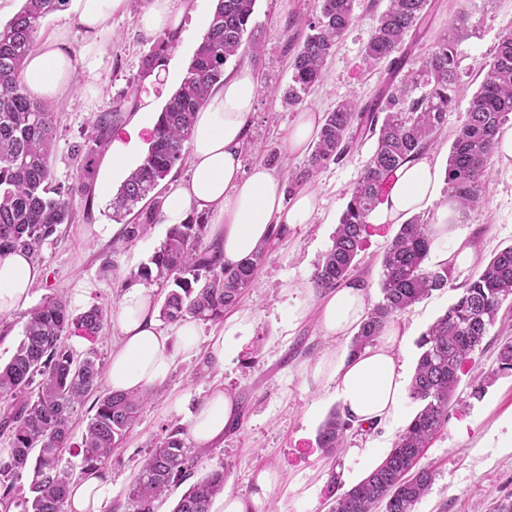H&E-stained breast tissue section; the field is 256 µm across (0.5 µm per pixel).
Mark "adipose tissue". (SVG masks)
Returning <instances> with one entry per match:
<instances>
[{
	"label": "adipose tissue",
	"mask_w": 512,
	"mask_h": 512,
	"mask_svg": "<svg viewBox=\"0 0 512 512\" xmlns=\"http://www.w3.org/2000/svg\"><path fill=\"white\" fill-rule=\"evenodd\" d=\"M196 0H151L140 14L141 30L151 36L177 32L185 16L195 15ZM75 62L63 40L44 44L30 53L21 74L26 92L50 102L71 89ZM260 89L247 66L225 76L198 112L189 145L190 177L172 185L162 202L164 223L182 224L192 213L213 216L210 236L233 265L269 240L272 227L292 228L313 223L316 194L304 188L286 198L282 180L265 164H242L246 125ZM442 174L435 163L422 157L403 165L385 202L370 217L374 224H398L438 198ZM43 271L23 253L0 257V315L26 308L31 291ZM370 310L369 292L360 281L333 289L320 301L319 325L325 336L343 339L355 333ZM119 332L108 368V385L115 392H143L161 384L176 357L198 350L199 332L194 318L185 317L170 329L160 328L151 292L143 284H130L112 317ZM250 328L248 316L229 319L223 331L211 337L206 350L209 363L223 367L240 349ZM401 334L386 328L382 339L362 353L339 354L333 361L317 363L314 377L336 381V398L355 423L378 427L397 424L399 406L407 384V367L395 350ZM191 393L175 398V411L187 412L188 434L198 448L223 438L234 421L235 402L223 389H213L199 407H191ZM112 500V480L104 474L87 476L74 484L70 512H105Z\"/></svg>",
	"instance_id": "ef3b65f1"
}]
</instances>
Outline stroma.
Wrapping results in <instances>:
<instances>
[{
  "instance_id": "stroma-1",
  "label": "stroma",
  "mask_w": 512,
  "mask_h": 512,
  "mask_svg": "<svg viewBox=\"0 0 512 512\" xmlns=\"http://www.w3.org/2000/svg\"><path fill=\"white\" fill-rule=\"evenodd\" d=\"M150 0H131L125 13L113 15L104 26L90 33L64 11L48 16L38 33V42L64 37L76 63V86L53 101L56 114V145L52 159L57 181L70 183L77 163L70 154L73 143L89 132L92 120L122 101L137 79L143 56L153 38L145 36L138 17ZM434 8L424 32L404 44L412 58H420L448 29L459 8L470 13L472 32L459 46L462 79L459 105L448 115L446 130L428 156L446 167L453 134L471 95L482 80L481 63L489 61L500 37L512 32V0H433ZM388 0H358L356 19L346 30L328 63L322 82L296 109L283 107L281 97L291 81L287 43L289 20L314 19L317 0H256L252 24L258 30L262 51L256 57L230 59L225 72L249 65L256 73L260 93L255 112L248 120L243 154L245 166L262 162L269 150L281 156L275 173L302 167L306 154L291 151L288 134L299 113H324L346 97L370 99L381 87L384 66L369 68L363 50L373 20ZM201 41L193 21H186L175 49L167 56L162 74L146 80L144 93L153 95L156 108H163L179 86ZM375 146L374 139L359 140L350 155L327 164L313 183L317 193V215L313 223L289 231L269 255L254 288L244 292L235 311L248 315L252 332L238 354L223 368L212 367L205 353L177 356L167 380L154 387L150 402L142 409L124 444L104 468L112 479L114 498L107 512H125V494L137 474L147 449L164 429L186 426V414L175 413L176 396L191 391L195 402H203L212 387L220 385L237 405V420L213 446L199 450L200 472L224 468L226 487L241 496L255 490V478L263 470L276 471L277 486L267 501L269 512H329L326 480L329 470L358 466V454L377 441L395 442L400 430L377 429L349 436L336 457L325 456L316 446L319 426L337 408L335 385L314 382L316 363L342 351L343 343L324 336L318 326L317 306L322 293L312 276L347 202V191L361 175ZM107 158H99L90 199H76L75 219L61 225L54 241L42 250L44 277L33 291L32 304L53 295L71 301L81 284L90 289L85 307L100 306L115 311L120 303L119 282L146 263L163 241L167 227L155 224L151 232L131 247L113 252L112 195L124 182ZM482 209L457 217L449 242L465 240L476 251L478 263H486L496 252L512 245V160L494 159L485 185ZM398 231L394 224L371 225L360 253L356 279L368 285L371 303L381 298V260L386 246ZM112 270H104L105 261ZM473 267H454L452 285L406 309L396 318L406 332L403 357L415 368L421 334L455 301L459 288L473 274ZM303 318H295L296 310ZM501 326L490 328L482 347L460 372L447 425L431 441L423 457L434 466L435 481L417 504L416 512H490L492 502L512 495V376L496 372ZM482 376L485 391L471 397L469 383Z\"/></svg>"
}]
</instances>
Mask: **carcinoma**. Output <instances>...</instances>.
<instances>
[{
    "label": "carcinoma",
    "mask_w": 512,
    "mask_h": 512,
    "mask_svg": "<svg viewBox=\"0 0 512 512\" xmlns=\"http://www.w3.org/2000/svg\"><path fill=\"white\" fill-rule=\"evenodd\" d=\"M66 0H24L16 15L0 25V256L24 251L37 264L42 249L62 224L72 223L73 197L91 193L96 158L122 121L124 98L95 118L90 132L72 145L83 160L72 183L55 180L52 154L56 128L47 102L31 97L21 85L26 57L33 51L44 20ZM256 0H216L209 29L196 48L186 76L167 99L155 123L141 163L112 197V220L119 223L137 211L136 223L123 225L119 241L132 244L144 237L161 216L159 186L182 165L197 112L211 90L224 81V66L238 55H257L261 44L249 29ZM357 0H320L319 15L290 56L291 82L284 104H300L319 83L340 37L355 19ZM429 0H389L375 19L364 60L387 64L385 88L372 100H342L323 114L312 150L303 167L288 171L287 193L314 180L330 162L343 160L355 135L376 137L363 172L349 190L332 246L318 263L313 283L331 290L355 270L371 224L372 212L384 202L396 171L434 144L455 109L460 82L458 47L469 36L470 16L460 11L447 33L418 65L408 66L400 49L409 35H418L429 16ZM176 36H160L141 63L138 80L164 66ZM482 82L468 102L448 153V199L466 215L484 205V188L496 154L497 135L512 118V33L502 36L492 58L481 67ZM205 214L169 227L148 262L131 271L118 287L131 282L154 283L166 289L159 317L175 322L187 315L204 323L224 321L242 292L257 275L286 231L277 228L269 241L234 266L224 264L223 251L209 240ZM434 245L432 224L421 213L409 217L385 250L382 299L354 334L349 351L375 345L385 328L408 307L448 287L451 267L429 264ZM512 297V245L498 251L475 271L457 300L417 340L420 355L409 395L420 409L398 435L384 462L360 483L336 493V476L328 481L330 512H414L435 480V470L421 463L430 440L448 423V411L462 366L480 348ZM108 322V311L93 306L75 315L60 298L49 296L28 312L24 337L11 360L0 366V433L8 448L0 451V509L4 512H66L74 484L62 466L72 451L71 418L93 393L100 377L95 354H76L65 342L72 330L96 337ZM497 372L512 374V337L499 345ZM150 392H108L98 398L78 454L82 474L93 475L112 459L136 422ZM353 429L348 414L333 410L320 425L317 446L327 453L342 448ZM198 456L187 432L165 431L155 438L126 492L128 512H154L155 503L186 481L188 489L173 512H211L224 493V469L198 478ZM28 473V486L20 481Z\"/></svg>",
    "instance_id": "1"
}]
</instances>
